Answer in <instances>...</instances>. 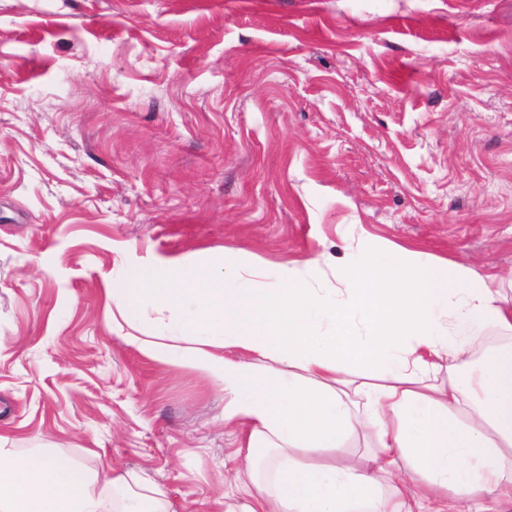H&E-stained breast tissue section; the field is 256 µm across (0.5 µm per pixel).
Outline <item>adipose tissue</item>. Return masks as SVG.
Returning a JSON list of instances; mask_svg holds the SVG:
<instances>
[{
  "mask_svg": "<svg viewBox=\"0 0 512 512\" xmlns=\"http://www.w3.org/2000/svg\"><path fill=\"white\" fill-rule=\"evenodd\" d=\"M392 252L346 264L335 289L313 287L315 259L254 288V265L182 258L137 265L109 288L130 325L169 310L171 338L192 349L127 343L207 377L225 424L244 430V497L224 512H512V295L462 265ZM487 326L506 344L473 359ZM367 432L373 446L349 462L341 441ZM4 442L0 512H170L148 479L108 473L111 495L97 494L72 461Z\"/></svg>",
  "mask_w": 512,
  "mask_h": 512,
  "instance_id": "1",
  "label": "adipose tissue"
}]
</instances>
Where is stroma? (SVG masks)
<instances>
[{
  "label": "stroma",
  "mask_w": 512,
  "mask_h": 512,
  "mask_svg": "<svg viewBox=\"0 0 512 512\" xmlns=\"http://www.w3.org/2000/svg\"><path fill=\"white\" fill-rule=\"evenodd\" d=\"M512 274V0H0V435L224 512L219 387L108 282L368 240Z\"/></svg>",
  "instance_id": "stroma-1"
}]
</instances>
